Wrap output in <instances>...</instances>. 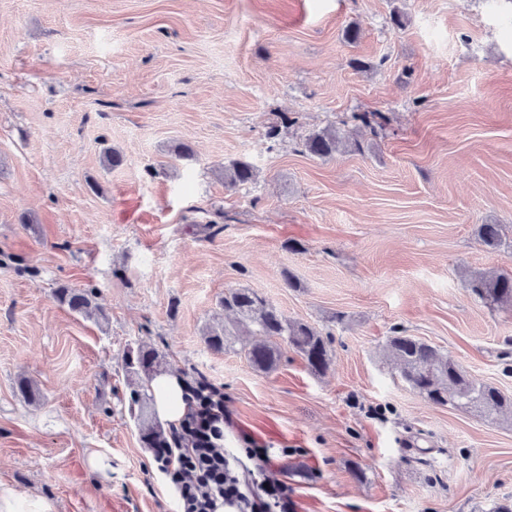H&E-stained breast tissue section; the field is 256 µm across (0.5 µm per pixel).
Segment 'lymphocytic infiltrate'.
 Masks as SVG:
<instances>
[{
    "instance_id": "lymphocytic-infiltrate-1",
    "label": "lymphocytic infiltrate",
    "mask_w": 512,
    "mask_h": 512,
    "mask_svg": "<svg viewBox=\"0 0 512 512\" xmlns=\"http://www.w3.org/2000/svg\"><path fill=\"white\" fill-rule=\"evenodd\" d=\"M194 405L171 444L154 456L178 493L181 512H292L287 483L257 481L224 450V396L206 380L192 389Z\"/></svg>"
}]
</instances>
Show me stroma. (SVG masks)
<instances>
[{
    "label": "stroma",
    "instance_id": "1",
    "mask_svg": "<svg viewBox=\"0 0 512 512\" xmlns=\"http://www.w3.org/2000/svg\"><path fill=\"white\" fill-rule=\"evenodd\" d=\"M355 112L386 116L365 152L303 153ZM237 160L259 179L229 189ZM476 271L512 274V0H0V484L54 512H173L130 412L144 345L223 391L225 448H267L294 512L512 505V414L430 404L381 352L402 328L512 397V308ZM234 288L329 335V369L283 339L267 372L209 349ZM96 293L93 288H73L69 285H60L54 291L56 301L67 306L71 311L88 316L105 314L96 303Z\"/></svg>",
    "mask_w": 512,
    "mask_h": 512
}]
</instances>
